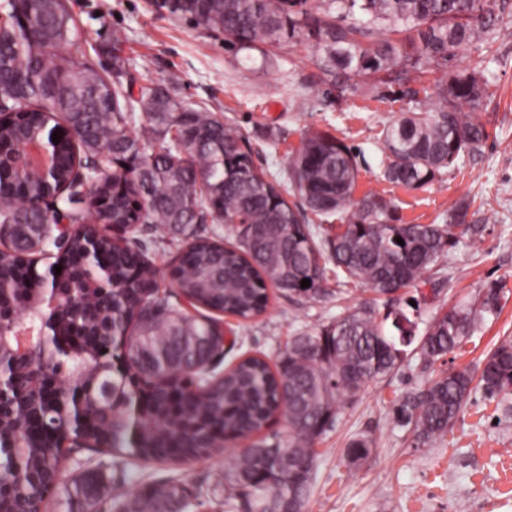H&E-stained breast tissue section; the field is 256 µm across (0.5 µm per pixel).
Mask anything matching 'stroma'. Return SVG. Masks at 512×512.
Instances as JSON below:
<instances>
[{
	"instance_id": "1",
	"label": "stroma",
	"mask_w": 512,
	"mask_h": 512,
	"mask_svg": "<svg viewBox=\"0 0 512 512\" xmlns=\"http://www.w3.org/2000/svg\"><path fill=\"white\" fill-rule=\"evenodd\" d=\"M71 2L88 59L111 65L112 41L120 39L136 82H170L179 96L206 106L246 142L258 168L283 174L309 134L327 132L357 157V195L391 200L401 223L440 224L451 204L470 200L466 221L483 225L482 238L474 244L460 240L439 259L445 278L440 293L427 285L408 289L400 307L420 337L440 309L471 303L480 289L497 282L499 314L487 316L471 342L432 369L407 354L398 371L343 403L337 420L314 444L318 464L305 512H512V416L505 413L512 395L501 400L473 392L447 437L431 446L416 444L393 412L395 401L422 388L432 373L476 368L500 337L512 336V24L497 32L491 46L470 47L459 57L463 65L483 60L489 79L491 101L476 112L490 133L482 151L442 169L430 185L404 188L381 176L382 131L409 110V101L389 89L364 88L329 99L307 41L287 46L275 64L254 70L244 59L259 58V51L225 45L222 36L156 9L150 0ZM325 269L327 285L340 287L339 297H291L273 288L263 316L243 327L227 318L237 341L224 367L248 356L275 362L291 336L370 301L364 285L337 284L335 265L326 263ZM362 436L371 439L370 452L350 463L348 445ZM241 450L228 443L171 465L77 449L64 463L61 481L94 482L107 505L114 496L167 481L197 496L195 512H224V472Z\"/></svg>"
}]
</instances>
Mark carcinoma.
<instances>
[{"label": "carcinoma", "instance_id": "carcinoma-1", "mask_svg": "<svg viewBox=\"0 0 512 512\" xmlns=\"http://www.w3.org/2000/svg\"><path fill=\"white\" fill-rule=\"evenodd\" d=\"M162 8L224 35L229 46L260 51L265 64L269 51L311 37L327 90L343 96L361 84L397 85L416 104L424 94L425 108L403 113L383 131V176L392 184L425 186L441 169L479 153L489 138L474 113L487 96L481 62L463 68L451 62L474 44L493 42L512 20V0H164ZM4 9L15 23L0 27V113L21 116L0 123V226L12 247L0 252V311L19 314L23 330H40L47 306L31 284L36 255L52 254L70 279L61 285L55 321L68 346L56 347L45 365L14 357L13 331L0 333V512H29L44 487L59 485L58 445L71 431L69 408L77 397L89 450L176 464L225 441L246 442L224 472L228 506L303 512L314 476L313 442L337 419L341 403L396 370L415 341L427 366L469 342L486 316L498 313L501 285H487L471 305L441 311L418 341L401 310L391 312L389 328L370 308L348 310L291 337L275 364L249 356L221 376L196 366L215 358L212 337L223 321L190 315L182 303L247 322L266 311L270 285L294 296L329 294L327 260L374 300L392 303L459 238L476 241L481 228L463 223V203L451 207L446 224H400L391 201L372 193L355 198L356 158L328 134L309 135L285 176L268 174L206 108L161 82L132 91L118 41L112 76L90 64L69 0H6ZM427 64L444 67L431 88L421 85ZM55 127L66 130L56 144L55 176L19 177L13 157L20 141ZM82 172L95 180L93 194L106 200L94 220L129 223L136 198L138 220L164 225L177 240L170 293L155 290L150 242L139 229L115 244L88 213L69 209L74 228L63 250L57 234L42 229L56 220L41 203L57 193L68 201L79 195ZM310 214L339 216L345 232L326 237L320 248ZM208 219H240L246 227L232 230L236 241L228 245L200 233ZM92 238L110 269L104 288L88 286ZM304 279L310 286L301 287ZM125 333L135 376L152 385L134 439L122 401L136 394L99 360L109 338ZM477 387L490 397L512 393L511 336L476 369L440 373L400 398L396 421L419 444L436 443ZM281 417L286 439H255ZM371 446L366 437L352 440L350 461L365 458ZM66 493L74 512H101L92 484L76 483ZM194 508L176 484L145 486L112 502L113 512Z\"/></svg>", "mask_w": 512, "mask_h": 512}]
</instances>
